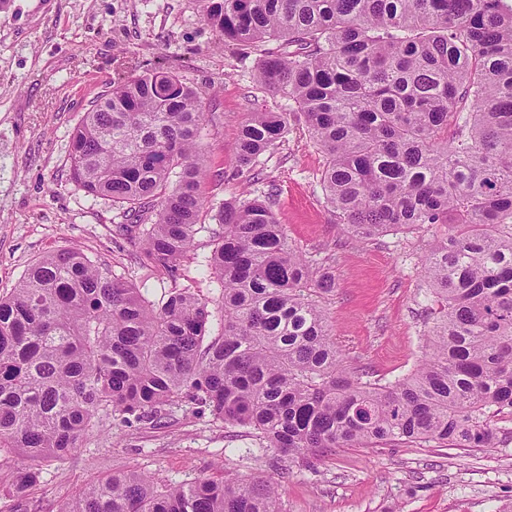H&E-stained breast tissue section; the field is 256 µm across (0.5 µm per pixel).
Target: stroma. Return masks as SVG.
Listing matches in <instances>:
<instances>
[{
  "instance_id": "obj_1",
  "label": "stroma",
  "mask_w": 512,
  "mask_h": 512,
  "mask_svg": "<svg viewBox=\"0 0 512 512\" xmlns=\"http://www.w3.org/2000/svg\"><path fill=\"white\" fill-rule=\"evenodd\" d=\"M199 0H7L0 7V293L14 288L38 257L77 247L93 261L138 282L151 300L189 287L211 311L221 286L210 276L206 219L178 281L139 269V247L118 236L111 202L70 179L69 134L114 82L147 69L174 73L203 91L204 196H271L288 236L314 264L334 256L336 288L320 305L351 366L381 382L422 356L424 323L436 304L419 271L434 229L390 233L357 245L337 223L319 178L325 156L304 124H292L254 174L231 177L236 133L250 112H284L286 98L262 88L253 58L217 47ZM245 429L212 423L179 401L158 429L107 420L82 448L43 465L31 512H57L98 478L138 471L162 481L272 477L284 512H512V432L496 448L456 449L395 443L339 448L279 469Z\"/></svg>"
}]
</instances>
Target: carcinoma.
I'll return each mask as SVG.
<instances>
[{
	"label": "carcinoma",
	"instance_id": "carcinoma-1",
	"mask_svg": "<svg viewBox=\"0 0 512 512\" xmlns=\"http://www.w3.org/2000/svg\"><path fill=\"white\" fill-rule=\"evenodd\" d=\"M504 0H200L220 42L291 102L240 124L233 176L294 122L324 153L336 221L366 242L443 227L421 277L439 309L426 350L388 384L344 362L314 296L336 288L289 241L269 198L207 200L201 92L146 70L70 133L71 178L119 211L139 267L172 281L216 211L206 267L221 332L191 289L150 300L77 248L45 254L0 294V451L20 455L10 512L43 463L118 415L159 428L186 396L291 464L395 441L496 448L512 423V7ZM58 512H283L271 479L160 484L127 471Z\"/></svg>",
	"mask_w": 512,
	"mask_h": 512
}]
</instances>
